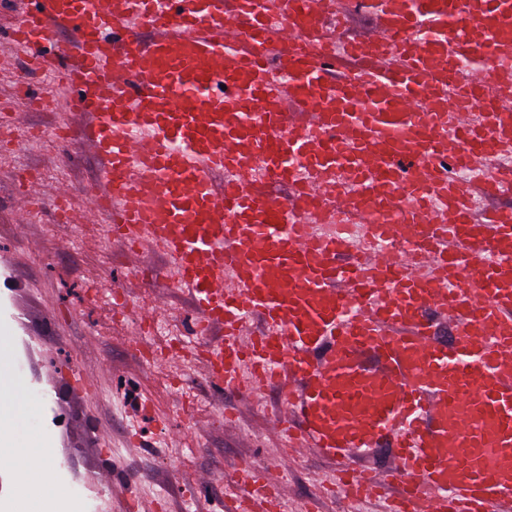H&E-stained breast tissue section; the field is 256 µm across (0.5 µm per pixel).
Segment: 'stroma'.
Wrapping results in <instances>:
<instances>
[{"label": "stroma", "mask_w": 512, "mask_h": 512, "mask_svg": "<svg viewBox=\"0 0 512 512\" xmlns=\"http://www.w3.org/2000/svg\"><path fill=\"white\" fill-rule=\"evenodd\" d=\"M57 114L54 107L28 112L26 126L44 133L41 148L0 158V336H9L12 369L32 398L27 425L50 441L47 466L79 512H126L132 492L142 512H152L162 494L173 512H224L237 469L245 463L262 466L281 446L267 432L280 411V394L252 403L234 393L219 398L202 363L150 362L129 347L109 298L87 296L101 285L124 286L125 249L100 245L96 225L57 223L53 202L31 217L15 209L21 169L47 185L67 177L71 209L86 206L82 191L97 164L75 147L62 154L50 134ZM160 306L172 315L149 338L156 350L166 349L171 332L192 312L186 297L159 280L133 295L131 317ZM56 312L63 321L49 324ZM73 372L87 379L89 391L69 390ZM335 467L317 455L296 454L285 480L289 508L312 502L320 512H381L377 502L323 499L319 483ZM203 474L209 477L205 492L182 499V486Z\"/></svg>", "instance_id": "obj_1"}]
</instances>
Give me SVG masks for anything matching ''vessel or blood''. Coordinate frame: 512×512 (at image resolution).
Masks as SVG:
<instances>
[{
	"label": "vessel or blood",
	"mask_w": 512,
	"mask_h": 512,
	"mask_svg": "<svg viewBox=\"0 0 512 512\" xmlns=\"http://www.w3.org/2000/svg\"><path fill=\"white\" fill-rule=\"evenodd\" d=\"M5 2L71 94L54 139L99 162L118 314L157 251L212 391L279 389L280 475L311 450L328 491L398 483L386 512H512V0ZM235 483L284 512L280 476Z\"/></svg>",
	"instance_id": "obj_1"
}]
</instances>
